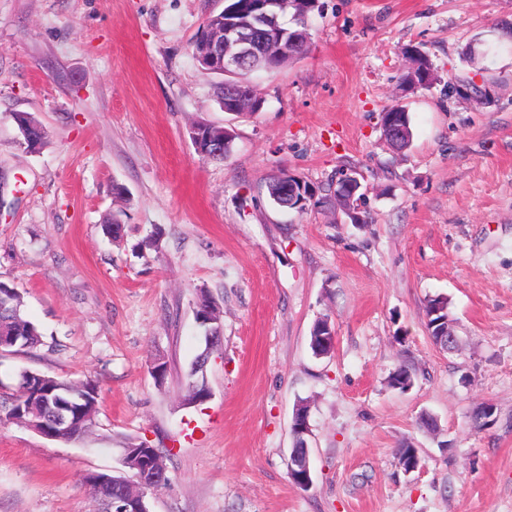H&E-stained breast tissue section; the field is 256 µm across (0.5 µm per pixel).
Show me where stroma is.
<instances>
[{"mask_svg": "<svg viewBox=\"0 0 512 512\" xmlns=\"http://www.w3.org/2000/svg\"><path fill=\"white\" fill-rule=\"evenodd\" d=\"M321 3L307 54L251 73L262 108L232 115L223 76L194 58L225 0H0V281L44 341L0 355V396L23 369L100 385L75 441L0 425V512H94L85 474L121 469L137 438L170 478L150 512H512V0ZM409 44L433 62L430 89L401 83ZM394 104L411 117L401 152L380 124ZM16 112L44 126L38 150L19 146ZM196 122L232 130L227 159L196 152ZM341 169L360 174L368 223L265 193L280 173L325 185ZM116 212L119 242L102 231ZM203 292L222 342L209 398L188 406ZM440 294L452 353L426 327ZM323 317L336 345L318 358ZM403 362L405 392L388 382ZM301 399L305 490L288 477ZM485 403L492 422L472 428ZM425 412L437 432L419 428ZM404 443L421 457L410 473Z\"/></svg>", "mask_w": 512, "mask_h": 512, "instance_id": "35a3bbf8", "label": "stroma"}]
</instances>
